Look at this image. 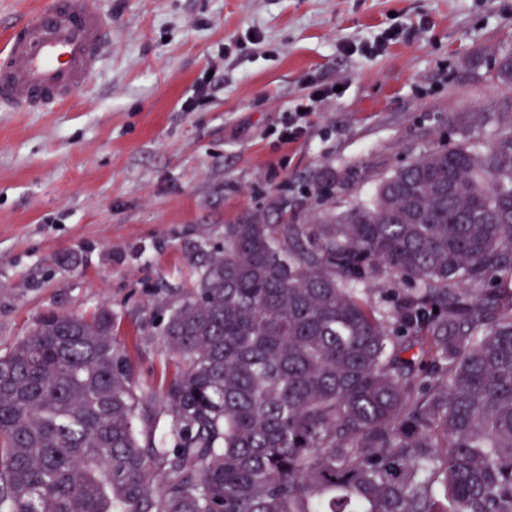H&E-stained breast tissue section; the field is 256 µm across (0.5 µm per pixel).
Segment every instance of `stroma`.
<instances>
[{"instance_id": "obj_1", "label": "stroma", "mask_w": 512, "mask_h": 512, "mask_svg": "<svg viewBox=\"0 0 512 512\" xmlns=\"http://www.w3.org/2000/svg\"><path fill=\"white\" fill-rule=\"evenodd\" d=\"M112 49L49 112L0 111V353L46 313L112 312L146 393L160 336L225 225L368 200L426 151L512 110V0H93ZM209 97L183 111L197 83ZM313 106L285 141L289 112Z\"/></svg>"}]
</instances>
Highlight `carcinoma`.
Returning a JSON list of instances; mask_svg holds the SVG:
<instances>
[{
	"mask_svg": "<svg viewBox=\"0 0 512 512\" xmlns=\"http://www.w3.org/2000/svg\"><path fill=\"white\" fill-rule=\"evenodd\" d=\"M497 125L316 224L224 225L162 326L155 396L110 310L41 317L0 355V512H512Z\"/></svg>",
	"mask_w": 512,
	"mask_h": 512,
	"instance_id": "cac0c4a2",
	"label": "carcinoma"
}]
</instances>
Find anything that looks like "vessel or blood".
Instances as JSON below:
<instances>
[{
  "mask_svg": "<svg viewBox=\"0 0 512 512\" xmlns=\"http://www.w3.org/2000/svg\"><path fill=\"white\" fill-rule=\"evenodd\" d=\"M112 48V20L92 0H46L0 49V105L48 111L83 92Z\"/></svg>",
  "mask_w": 512,
  "mask_h": 512,
  "instance_id": "obj_1",
  "label": "vessel or blood"
}]
</instances>
